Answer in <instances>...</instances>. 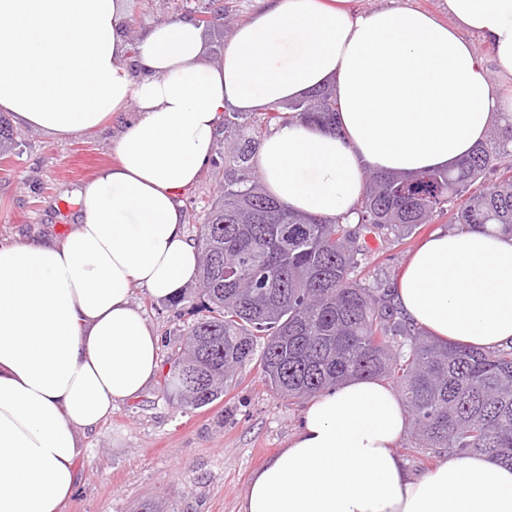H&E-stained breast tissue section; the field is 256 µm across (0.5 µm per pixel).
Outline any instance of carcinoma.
<instances>
[{
  "mask_svg": "<svg viewBox=\"0 0 512 512\" xmlns=\"http://www.w3.org/2000/svg\"><path fill=\"white\" fill-rule=\"evenodd\" d=\"M199 12L213 30L230 16L224 0H208ZM292 121L336 132L333 90L269 104L247 122L224 113V145L210 173L215 196L197 238L199 303L165 360L163 391L200 409L255 361L283 398L378 379L397 388L412 451L427 461L480 453L512 464V345L483 350L437 340L402 321L391 288L366 283L364 274L368 239L400 244L447 214L458 232L491 225L512 235V117L492 125L453 171L368 172L354 224L296 212L260 184L256 144L271 126ZM17 145L0 114V158Z\"/></svg>",
  "mask_w": 512,
  "mask_h": 512,
  "instance_id": "obj_1",
  "label": "carcinoma"
}]
</instances>
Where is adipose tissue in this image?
<instances>
[{
    "label": "adipose tissue",
    "instance_id": "obj_1",
    "mask_svg": "<svg viewBox=\"0 0 512 512\" xmlns=\"http://www.w3.org/2000/svg\"><path fill=\"white\" fill-rule=\"evenodd\" d=\"M265 0L221 65L191 18L160 23L130 53L128 0H0V112L68 138L135 108L116 161L73 190L74 230L0 245V512H61L81 435L157 375L160 338L132 301L195 280L185 190L201 178L227 109L254 112L332 85L338 134L299 122L264 138L257 165L290 208L354 214L370 171L455 168L512 114V0ZM489 42L492 82L462 31ZM393 293L435 336L512 342V237L438 231ZM389 386L352 379L315 398L297 433L256 470L239 512H512V467L456 456L412 478Z\"/></svg>",
    "mask_w": 512,
    "mask_h": 512
}]
</instances>
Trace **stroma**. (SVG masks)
Masks as SVG:
<instances>
[{"label": "stroma", "mask_w": 512, "mask_h": 512, "mask_svg": "<svg viewBox=\"0 0 512 512\" xmlns=\"http://www.w3.org/2000/svg\"><path fill=\"white\" fill-rule=\"evenodd\" d=\"M135 115L128 108L70 138L25 128L16 154L0 159V243L69 233L68 192L113 164L112 142ZM447 227L442 218L386 246L372 256L369 280L394 284L409 253ZM133 300L159 335L161 351L179 343L184 323L168 302L139 287ZM307 405L270 392L255 364L223 400L197 410L183 409L153 381L86 434L76 490L63 512H238L251 475L286 447Z\"/></svg>", "instance_id": "1"}]
</instances>
